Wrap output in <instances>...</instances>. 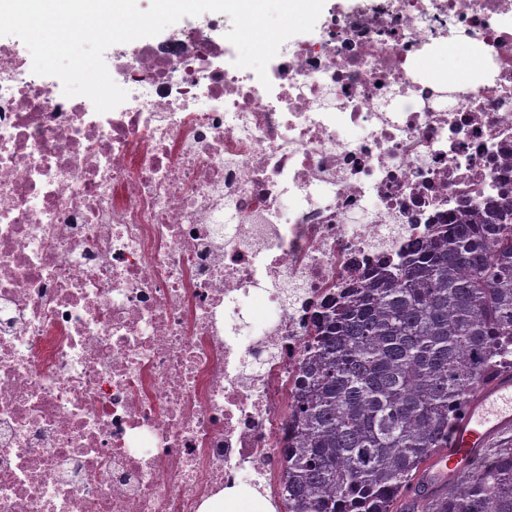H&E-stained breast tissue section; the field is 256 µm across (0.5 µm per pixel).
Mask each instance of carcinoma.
Returning <instances> with one entry per match:
<instances>
[{"label":"carcinoma","mask_w":512,"mask_h":512,"mask_svg":"<svg viewBox=\"0 0 512 512\" xmlns=\"http://www.w3.org/2000/svg\"><path fill=\"white\" fill-rule=\"evenodd\" d=\"M508 371L511 199L437 225L320 316L287 415L285 512H512V445L424 484L463 403Z\"/></svg>","instance_id":"cac0c4a2"}]
</instances>
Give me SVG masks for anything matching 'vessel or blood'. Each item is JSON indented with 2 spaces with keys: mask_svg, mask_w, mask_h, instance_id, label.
Listing matches in <instances>:
<instances>
[{
  "mask_svg": "<svg viewBox=\"0 0 512 512\" xmlns=\"http://www.w3.org/2000/svg\"><path fill=\"white\" fill-rule=\"evenodd\" d=\"M512 429V372L481 386L468 399L448 428V445L428 464L429 485L442 488L472 470L482 448L495 436Z\"/></svg>",
  "mask_w": 512,
  "mask_h": 512,
  "instance_id": "b4317fda",
  "label": "vessel or blood"
}]
</instances>
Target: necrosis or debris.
<instances>
[{"label": "necrosis or debris", "instance_id": "1", "mask_svg": "<svg viewBox=\"0 0 512 512\" xmlns=\"http://www.w3.org/2000/svg\"><path fill=\"white\" fill-rule=\"evenodd\" d=\"M512 0H375L281 45L119 49L111 111L0 47V512L280 498L312 321L349 276L512 198ZM471 45L440 102L419 62Z\"/></svg>", "mask_w": 512, "mask_h": 512}]
</instances>
